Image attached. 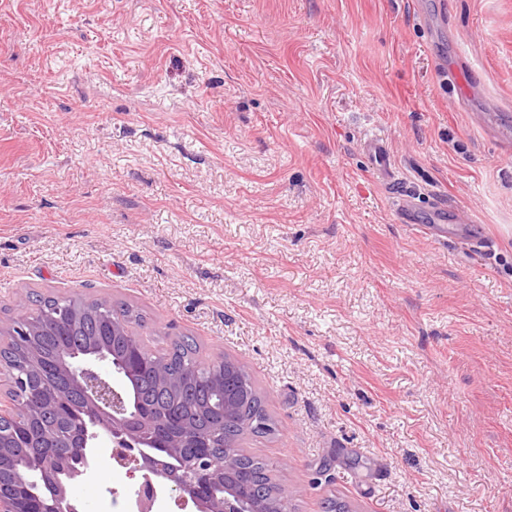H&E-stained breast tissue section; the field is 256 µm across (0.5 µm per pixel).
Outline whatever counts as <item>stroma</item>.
<instances>
[{
  "mask_svg": "<svg viewBox=\"0 0 512 512\" xmlns=\"http://www.w3.org/2000/svg\"><path fill=\"white\" fill-rule=\"evenodd\" d=\"M73 292L244 365L293 512H512V0H0V321ZM366 148L370 157L377 164L376 171L385 180H394V172L388 155L387 144L378 138L366 142Z\"/></svg>",
  "mask_w": 512,
  "mask_h": 512,
  "instance_id": "stroma-1",
  "label": "stroma"
}]
</instances>
